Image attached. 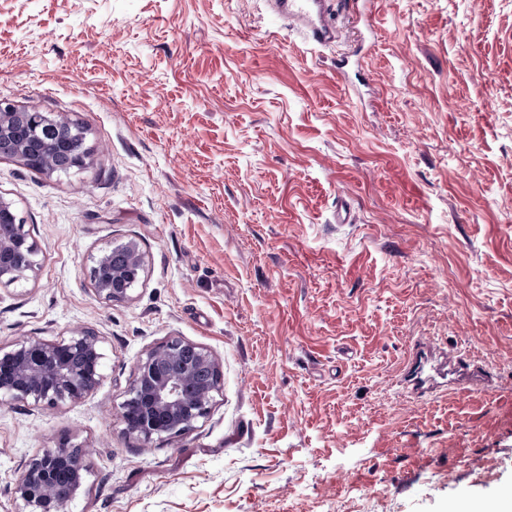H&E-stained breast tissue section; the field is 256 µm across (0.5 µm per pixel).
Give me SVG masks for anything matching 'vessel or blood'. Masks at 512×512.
I'll return each instance as SVG.
<instances>
[{
    "label": "vessel or blood",
    "instance_id": "obj_1",
    "mask_svg": "<svg viewBox=\"0 0 512 512\" xmlns=\"http://www.w3.org/2000/svg\"><path fill=\"white\" fill-rule=\"evenodd\" d=\"M355 0H269L271 9L294 25L307 41L329 46L341 37L334 16ZM478 369L464 363L453 353L420 347L407 369V382L413 390L427 392L448 383L464 392L480 381Z\"/></svg>",
    "mask_w": 512,
    "mask_h": 512
}]
</instances>
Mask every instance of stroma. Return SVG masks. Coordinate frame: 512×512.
Returning <instances> with one entry per match:
<instances>
[{"mask_svg":"<svg viewBox=\"0 0 512 512\" xmlns=\"http://www.w3.org/2000/svg\"><path fill=\"white\" fill-rule=\"evenodd\" d=\"M321 47L263 0H0V101L86 131L85 168L0 158L40 268L0 285V346L95 332L99 387L0 401V512L61 438L66 512H448L512 495V0H363ZM133 241L131 300L96 297ZM210 352L180 435L126 433L139 360ZM488 380L418 393L420 342ZM378 497L359 500L361 491ZM112 251L125 255L123 266H112ZM145 269V257L139 247L128 242L124 245L106 246L90 268L89 277L97 296L109 302H122L132 297L133 285Z\"/></svg>","mask_w":512,"mask_h":512,"instance_id":"stroma-1","label":"stroma"}]
</instances>
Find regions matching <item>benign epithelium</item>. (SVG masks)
I'll return each instance as SVG.
<instances>
[{"label": "benign epithelium", "mask_w": 512, "mask_h": 512, "mask_svg": "<svg viewBox=\"0 0 512 512\" xmlns=\"http://www.w3.org/2000/svg\"><path fill=\"white\" fill-rule=\"evenodd\" d=\"M47 121L40 112L0 105V143L12 146L11 158L52 174L57 155L67 144L58 142L50 150H41L34 142L16 137L19 126L36 130ZM16 221L21 230L14 237L0 236V284L32 277L39 268L37 247L22 230L23 218L11 201L0 196V224ZM114 251L124 253V265H111ZM22 252L27 260L20 265L16 258ZM144 269L143 253L128 242L106 246L90 268L89 277L97 296L122 302L131 298L133 285ZM103 359L99 337L87 330H75L55 343L34 340L18 342L9 350L0 347V399L47 407L65 400L78 402L100 384ZM206 369L214 378L202 376ZM220 383L219 365L210 352L179 336L168 338L148 351L137 366L128 398L120 406L125 431L147 441L188 430L208 415ZM88 469L82 448L65 438L29 461L16 494L29 512H64Z\"/></svg>", "instance_id": "7a95c632"}]
</instances>
